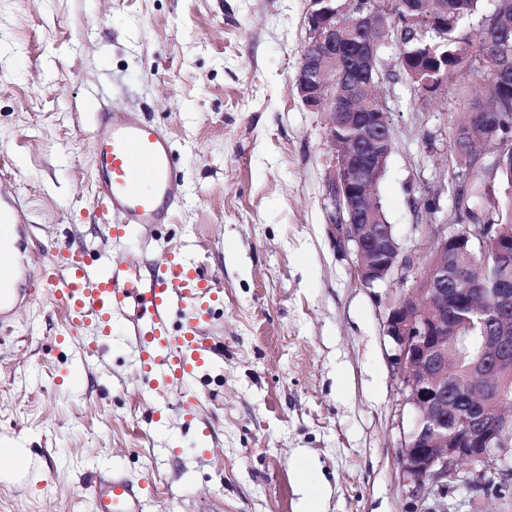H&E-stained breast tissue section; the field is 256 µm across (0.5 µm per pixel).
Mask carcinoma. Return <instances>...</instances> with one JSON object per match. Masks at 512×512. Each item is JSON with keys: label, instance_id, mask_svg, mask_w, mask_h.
Instances as JSON below:
<instances>
[{"label": "carcinoma", "instance_id": "1", "mask_svg": "<svg viewBox=\"0 0 512 512\" xmlns=\"http://www.w3.org/2000/svg\"><path fill=\"white\" fill-rule=\"evenodd\" d=\"M478 2L448 0L446 20L441 19L442 0H396L391 15L382 0H362L360 9L367 14L377 9L389 25H397L406 46L401 66L414 70V83L437 87L456 80L464 102L452 129L450 152L465 184L457 189L454 206L469 220L492 224L499 233L512 236V199L503 203L494 188L497 180L512 188V167L496 169L488 180L475 174L480 154L477 131L494 126L512 129V0H498L496 12L483 25L481 39L473 43L460 37L458 29L477 11ZM427 31L435 34V41L425 38ZM481 83L495 100L492 111L499 113L495 122L486 118L481 102L467 98L469 89ZM448 349L456 363L455 378L466 382L468 367L486 356L484 329L474 316L467 312L455 316Z\"/></svg>", "mask_w": 512, "mask_h": 512}]
</instances>
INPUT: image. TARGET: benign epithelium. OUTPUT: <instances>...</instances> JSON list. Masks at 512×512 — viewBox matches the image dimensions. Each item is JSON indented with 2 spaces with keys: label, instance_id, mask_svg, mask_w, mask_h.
Instances as JSON below:
<instances>
[{
  "label": "benign epithelium",
  "instance_id": "1",
  "mask_svg": "<svg viewBox=\"0 0 512 512\" xmlns=\"http://www.w3.org/2000/svg\"><path fill=\"white\" fill-rule=\"evenodd\" d=\"M308 37L302 51L294 87L312 111L330 115L327 135L332 150L327 196L328 221L339 247L353 246L360 284L372 288L413 267L402 256L390 224L375 221L380 205L374 190L386 168V156L373 153L383 136L393 141L391 126L383 123L384 99L375 112H359L356 103L371 81L381 83L374 45L355 58L362 79L336 85V57L359 33L345 28L339 17L355 11L358 0H310ZM354 129L361 137L348 144L336 128ZM476 249L467 264H450L448 255ZM425 272L413 277L388 309L387 335L397 346V363L404 373L407 401L417 413L416 423L400 458L413 484L412 495L425 501L459 478L458 464L472 459L487 461L512 453L503 432L512 413L503 418L481 414V407L512 387V238L493 235L490 224H467L458 232H440L422 257ZM487 296L490 305L481 322L494 341L493 353L472 370L482 376L483 399L449 414L450 402L463 396V388L448 375V310L469 306V297Z\"/></svg>",
  "mask_w": 512,
  "mask_h": 512
}]
</instances>
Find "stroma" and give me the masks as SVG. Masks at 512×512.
<instances>
[{
  "label": "stroma",
  "mask_w": 512,
  "mask_h": 512,
  "mask_svg": "<svg viewBox=\"0 0 512 512\" xmlns=\"http://www.w3.org/2000/svg\"><path fill=\"white\" fill-rule=\"evenodd\" d=\"M309 0H0V176L45 248L151 273L173 249L224 301L193 416L149 390L128 336L68 333L42 291L0 323V444L29 448L34 488L0 480V512H92L91 476L120 472L143 512H413L399 454L415 411L385 332L393 280L366 288L327 220L324 113L293 77ZM390 36L377 59L393 151L378 185L404 255L431 239L421 204L465 225L449 124L455 85L424 99ZM141 113L168 134L172 220L107 237L92 211L91 109ZM82 365L83 383L65 379ZM428 512H512V459L461 464Z\"/></svg>",
  "instance_id": "35a3bbf8"
}]
</instances>
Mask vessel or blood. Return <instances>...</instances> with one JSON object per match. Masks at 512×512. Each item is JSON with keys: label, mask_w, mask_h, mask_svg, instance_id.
<instances>
[{"label": "vessel or blood", "mask_w": 512, "mask_h": 512, "mask_svg": "<svg viewBox=\"0 0 512 512\" xmlns=\"http://www.w3.org/2000/svg\"><path fill=\"white\" fill-rule=\"evenodd\" d=\"M93 116L94 204L106 232L122 237L136 226L169 223L174 176L166 133L135 112L97 106ZM29 236L28 212L14 181L1 179L0 318L14 312L21 291L35 279L64 307L75 332L89 325L110 328L137 308L141 370L182 391L185 411H193L200 370L215 355L204 337L221 304L214 280L180 251L168 253L146 275L134 266H95L85 253L65 247L34 274L21 259ZM94 512H143L141 497L124 478L103 476L94 485Z\"/></svg>", "instance_id": "vessel-or-blood-1"}]
</instances>
